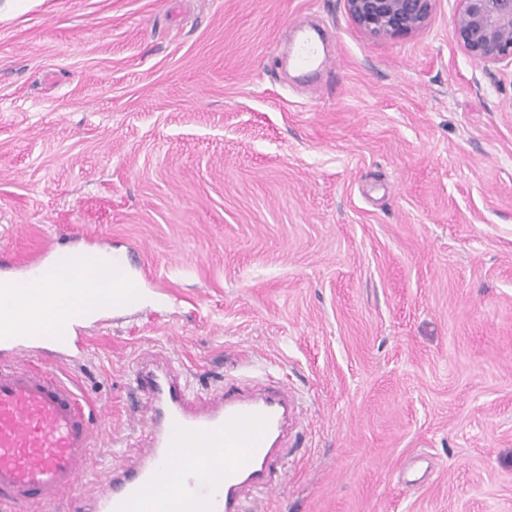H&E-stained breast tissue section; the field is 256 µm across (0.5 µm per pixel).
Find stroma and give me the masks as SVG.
Returning <instances> with one entry per match:
<instances>
[{
    "instance_id": "1",
    "label": "stroma",
    "mask_w": 512,
    "mask_h": 512,
    "mask_svg": "<svg viewBox=\"0 0 512 512\" xmlns=\"http://www.w3.org/2000/svg\"><path fill=\"white\" fill-rule=\"evenodd\" d=\"M455 0L374 38L344 0H0V253L89 238L147 276L77 323L99 495L147 442L134 371L286 380L259 512H512V68ZM327 69L286 63L298 27Z\"/></svg>"
}]
</instances>
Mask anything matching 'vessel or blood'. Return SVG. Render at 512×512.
Wrapping results in <instances>:
<instances>
[{
  "label": "vessel or blood",
  "instance_id": "vessel-or-blood-1",
  "mask_svg": "<svg viewBox=\"0 0 512 512\" xmlns=\"http://www.w3.org/2000/svg\"><path fill=\"white\" fill-rule=\"evenodd\" d=\"M298 40L296 67H325L310 33ZM70 265L59 248L20 264L18 275L0 276V305L23 302L19 285L44 269ZM0 345L10 353L0 361V512H135L149 497L154 512H248L250 492L275 488L277 450L296 421L287 384L243 390L228 380L200 405L173 371L141 367L134 380L146 401L142 461L131 471L114 464L99 498H82L77 489L94 470L101 411L58 370L27 361L23 334H0ZM201 447L222 449L221 483L203 477ZM175 448L181 457L172 456Z\"/></svg>",
  "mask_w": 512,
  "mask_h": 512
}]
</instances>
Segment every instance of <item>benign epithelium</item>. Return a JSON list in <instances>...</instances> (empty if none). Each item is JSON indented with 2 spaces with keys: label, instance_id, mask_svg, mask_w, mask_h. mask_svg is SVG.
<instances>
[{
  "label": "benign epithelium",
  "instance_id": "benign-epithelium-1",
  "mask_svg": "<svg viewBox=\"0 0 512 512\" xmlns=\"http://www.w3.org/2000/svg\"><path fill=\"white\" fill-rule=\"evenodd\" d=\"M352 21L376 38L403 36L428 21L435 0H344ZM452 36L474 61L512 66V0H456Z\"/></svg>",
  "mask_w": 512,
  "mask_h": 512
}]
</instances>
